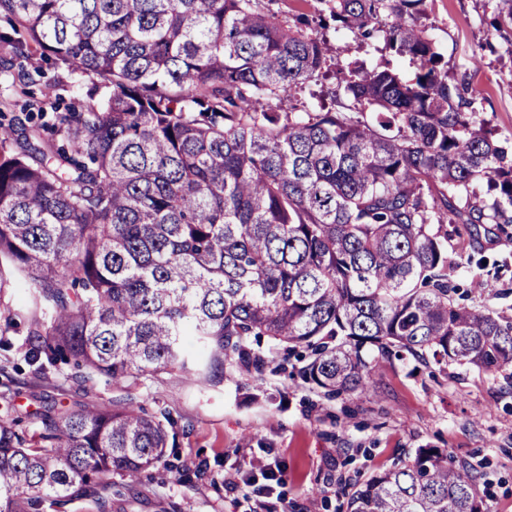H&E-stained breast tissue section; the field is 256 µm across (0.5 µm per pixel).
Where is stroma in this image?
Segmentation results:
<instances>
[{
	"mask_svg": "<svg viewBox=\"0 0 512 512\" xmlns=\"http://www.w3.org/2000/svg\"><path fill=\"white\" fill-rule=\"evenodd\" d=\"M497 0H426L421 22L442 54L449 76L483 92L476 106L501 140L512 141V56L491 27ZM330 55L344 52L367 68L414 70L409 57L346 30H325ZM31 67L44 76L32 90L46 102L70 99V85L89 78L57 74L41 57ZM483 259L491 281L470 290L481 309H512V226L480 235L467 247ZM300 364L275 355L263 375L225 367L213 375L180 371L139 379L131 394L146 413L166 409L176 422L167 467L137 478L113 476L108 512H252L250 489L228 491L224 480L279 462L285 473L262 512H346V496L372 473L437 448L472 466L487 512H512V374L494 375L451 365L425 367L414 360L381 361L364 394L328 396L303 382ZM20 414L39 406L100 405L113 391L101 381L75 380L71 368L36 379L5 366Z\"/></svg>",
	"mask_w": 512,
	"mask_h": 512,
	"instance_id": "35a3bbf8",
	"label": "stroma"
}]
</instances>
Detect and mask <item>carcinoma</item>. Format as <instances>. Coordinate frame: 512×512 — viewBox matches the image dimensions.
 I'll return each instance as SVG.
<instances>
[{"mask_svg":"<svg viewBox=\"0 0 512 512\" xmlns=\"http://www.w3.org/2000/svg\"><path fill=\"white\" fill-rule=\"evenodd\" d=\"M424 2L321 0L318 26L410 57L403 77L329 56L257 0H0V72L38 54L96 78L48 137L0 124V346L23 326L34 376L73 359L118 393L44 406L32 434L0 398V512H103L112 474L166 463L169 413L143 414L130 385L190 371L188 336L210 373L306 351L304 382L333 396L366 392L379 360L512 368V315L466 302L472 257L448 253L450 224H512V144L478 119L480 89L448 81ZM330 73L334 110L282 108ZM478 479L419 448L347 512H484Z\"/></svg>","mask_w":512,"mask_h":512,"instance_id":"obj_1","label":"carcinoma"}]
</instances>
